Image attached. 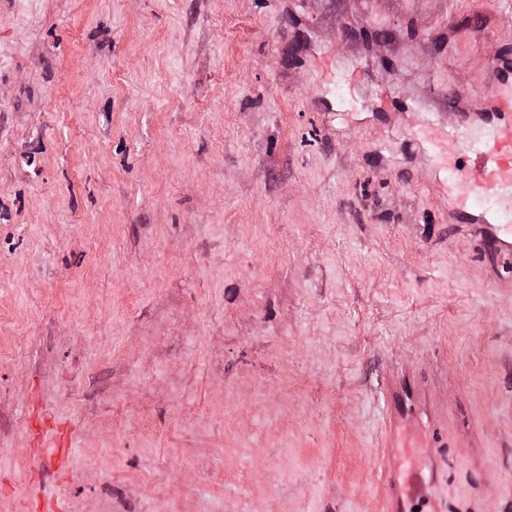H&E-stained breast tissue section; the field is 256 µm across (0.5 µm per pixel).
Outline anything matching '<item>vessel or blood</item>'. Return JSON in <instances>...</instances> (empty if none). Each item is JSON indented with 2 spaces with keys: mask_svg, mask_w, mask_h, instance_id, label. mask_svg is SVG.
<instances>
[{
  "mask_svg": "<svg viewBox=\"0 0 512 512\" xmlns=\"http://www.w3.org/2000/svg\"><path fill=\"white\" fill-rule=\"evenodd\" d=\"M487 100L495 110L492 136L483 141L471 140L468 130L473 108L462 109L458 126L442 140H432L435 154L442 156L448 172V196L463 206L479 201L497 200L503 189L512 190V80L499 78L491 82ZM489 247L501 257L512 256V225L497 224L486 235ZM387 392L394 407L384 432L387 455L381 466L384 512H419L418 505L431 492L441 475V450L448 445L447 435L438 433L437 417L426 401L418 383L391 376ZM422 415L426 430L418 441L422 447V469L414 471L403 465L401 448L407 447L404 428L410 413ZM36 446H49L48 467L60 473L70 462L71 438L63 428L43 419L33 429Z\"/></svg>",
  "mask_w": 512,
  "mask_h": 512,
  "instance_id": "1",
  "label": "vessel or blood"
}]
</instances>
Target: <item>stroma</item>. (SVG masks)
<instances>
[{
  "label": "stroma",
  "instance_id": "stroma-1",
  "mask_svg": "<svg viewBox=\"0 0 512 512\" xmlns=\"http://www.w3.org/2000/svg\"><path fill=\"white\" fill-rule=\"evenodd\" d=\"M509 67L500 0H0V512H383L404 366L428 512H512V198L458 212L419 134ZM493 226L495 233L485 236V241L494 252H500L503 258L512 256V225L510 223L488 224ZM387 392L394 403L384 432V447L388 448L381 466V483L384 496V512H422L417 507L425 501L435 482L441 476V452L447 448L448 431L444 434L437 430V417L426 402L425 393L419 383H411L409 378L402 379L391 375L387 383ZM410 400L415 413L426 419V430L417 442V446L408 445L404 437L405 424L410 420L404 411L405 400ZM400 448H425L422 452V470L414 471L404 466ZM49 437L50 453L47 467L56 473H61L68 467L70 462L71 438L67 431L58 425H53L52 421L44 418L42 422L36 424L33 429V438L37 448L42 447L45 441V435Z\"/></svg>",
  "mask_w": 512,
  "mask_h": 512
}]
</instances>
